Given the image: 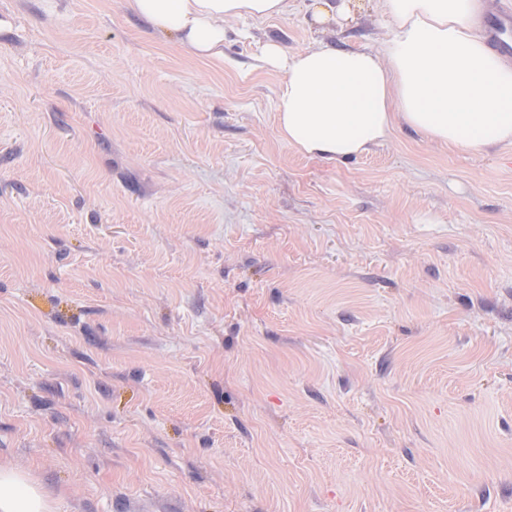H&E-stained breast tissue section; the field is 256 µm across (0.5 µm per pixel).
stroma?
I'll use <instances>...</instances> for the list:
<instances>
[{"label":"stroma","mask_w":512,"mask_h":512,"mask_svg":"<svg viewBox=\"0 0 512 512\" xmlns=\"http://www.w3.org/2000/svg\"><path fill=\"white\" fill-rule=\"evenodd\" d=\"M128 0H0V464L57 512H512V146L403 126L344 162L276 127L319 44ZM291 0H129L130 9L161 34H172L190 54L224 58V20L288 15Z\"/></svg>","instance_id":"1"}]
</instances>
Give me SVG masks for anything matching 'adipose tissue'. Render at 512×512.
I'll return each instance as SVG.
<instances>
[{
	"label": "adipose tissue",
	"instance_id": "1",
	"mask_svg": "<svg viewBox=\"0 0 512 512\" xmlns=\"http://www.w3.org/2000/svg\"><path fill=\"white\" fill-rule=\"evenodd\" d=\"M389 19L381 52L315 46L263 61L284 73L280 136L297 151L343 161L387 142L398 124L467 152L512 145V66L486 44L482 0H377ZM130 9L190 54L223 59L224 22L287 15L290 0H129ZM0 512H55L28 472L0 465Z\"/></svg>",
	"mask_w": 512,
	"mask_h": 512
}]
</instances>
